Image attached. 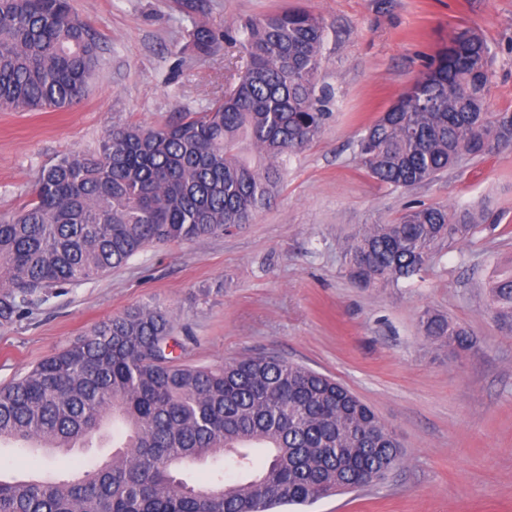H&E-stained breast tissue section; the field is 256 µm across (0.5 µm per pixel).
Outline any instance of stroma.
Instances as JSON below:
<instances>
[{"mask_svg": "<svg viewBox=\"0 0 512 512\" xmlns=\"http://www.w3.org/2000/svg\"><path fill=\"white\" fill-rule=\"evenodd\" d=\"M203 22L222 35L248 18L303 8L328 27L320 82L333 97L321 136L282 166L279 193L252 223L197 242L149 246L107 275L57 289L0 324V385L145 304L171 311L184 362L218 365L272 353L335 378L371 406L406 456L385 477L310 506L274 512H512V335L500 332L483 288L512 270V151L463 159L409 189L363 170L362 131L422 73L458 24L492 56L490 104L512 111V0H208ZM100 43L101 65L82 101L46 112H0V216L23 207L39 170L95 150L116 124L146 128L204 107L225 81L217 53L187 52L192 24L177 0H70ZM484 215L473 236L435 253L399 287L350 280L346 242L392 223L413 204ZM469 329L454 352L425 336V312ZM111 446L80 449L98 461ZM74 456V457H77ZM72 456L34 459L0 447V474L68 475Z\"/></svg>", "mask_w": 512, "mask_h": 512, "instance_id": "stroma-1", "label": "stroma"}]
</instances>
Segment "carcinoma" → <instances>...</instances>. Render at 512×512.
<instances>
[{
    "mask_svg": "<svg viewBox=\"0 0 512 512\" xmlns=\"http://www.w3.org/2000/svg\"><path fill=\"white\" fill-rule=\"evenodd\" d=\"M237 80L198 112L156 127L109 129L93 153L39 171L34 198L0 217V322L28 313L47 288L77 285L150 245L193 242L248 224L275 198L285 158L323 131L324 20L304 10L234 27ZM199 57L218 38L196 23ZM100 47L69 0H0V111L37 112L83 99ZM491 52L458 26L425 71L357 140L362 168L393 190L430 181L465 156L512 151V112L489 103ZM478 218L446 206L408 210L347 243L350 277L397 285L430 256L473 235ZM487 310L512 335V273L485 283ZM425 335L458 350L470 331L424 314ZM171 313L142 305L0 386V443L89 448L68 479L0 478V512H269L381 479L404 459L394 430L334 379L274 355L188 365ZM210 463L198 484L190 466Z\"/></svg>",
    "mask_w": 512,
    "mask_h": 512,
    "instance_id": "obj_1",
    "label": "carcinoma"
}]
</instances>
